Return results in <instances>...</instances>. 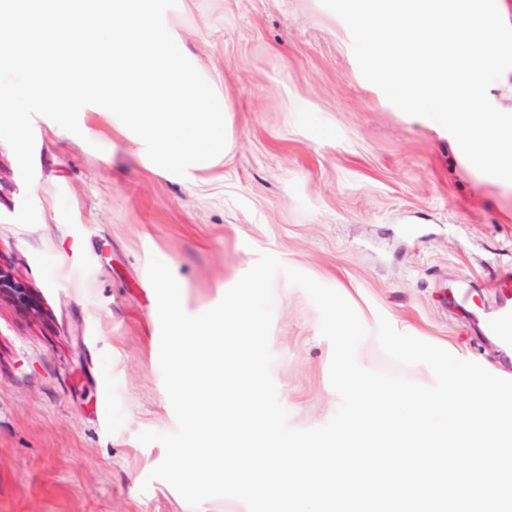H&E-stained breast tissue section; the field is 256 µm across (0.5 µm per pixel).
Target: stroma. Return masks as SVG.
<instances>
[{
    "label": "stroma",
    "instance_id": "35a3bbf8",
    "mask_svg": "<svg viewBox=\"0 0 512 512\" xmlns=\"http://www.w3.org/2000/svg\"><path fill=\"white\" fill-rule=\"evenodd\" d=\"M164 19L229 104L225 157L183 177L155 172L111 113L88 107L76 134L34 117L28 188L0 141V269L35 304L0 301V512H247L232 498L190 507L148 478L165 450L138 434L176 426L152 255L188 314L217 305L267 252L348 300L368 330L364 368L393 367L383 316L512 379V353L449 301L469 288L494 309L491 281L512 268V187L366 81L321 0H178ZM27 195L32 226L14 221ZM274 298L279 400L290 426L323 425L339 405L332 345L303 289L279 276Z\"/></svg>",
    "mask_w": 512,
    "mask_h": 512
}]
</instances>
